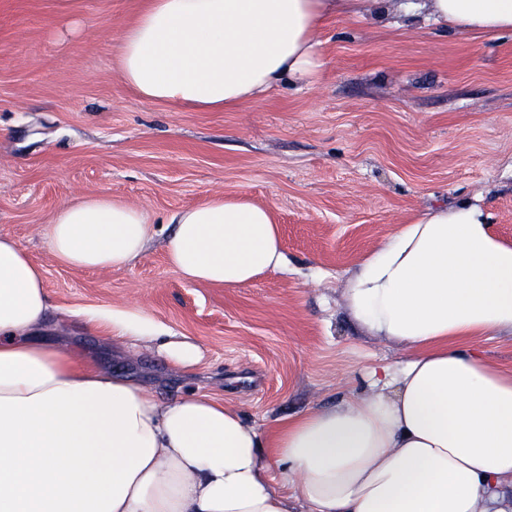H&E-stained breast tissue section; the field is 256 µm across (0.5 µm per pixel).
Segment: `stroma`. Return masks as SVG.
Wrapping results in <instances>:
<instances>
[{"label":"stroma","instance_id":"stroma-1","mask_svg":"<svg viewBox=\"0 0 512 512\" xmlns=\"http://www.w3.org/2000/svg\"><path fill=\"white\" fill-rule=\"evenodd\" d=\"M140 0H0V235L45 272L41 338L76 348L160 399L204 394L262 430L365 387L400 359L345 301L358 260L428 207L484 191L512 242V36L335 19L325 65L302 87L225 112L140 99L118 72V29ZM215 194L267 207L284 270L238 288L169 262L171 217ZM143 209L151 237L131 267L60 263L46 229L75 196ZM148 335L104 342V314ZM197 347L182 364L162 347Z\"/></svg>","mask_w":512,"mask_h":512}]
</instances>
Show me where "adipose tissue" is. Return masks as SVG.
Instances as JSON below:
<instances>
[{
	"label": "adipose tissue",
	"mask_w": 512,
	"mask_h": 512,
	"mask_svg": "<svg viewBox=\"0 0 512 512\" xmlns=\"http://www.w3.org/2000/svg\"><path fill=\"white\" fill-rule=\"evenodd\" d=\"M365 16L512 32V0H141L118 71L143 100L222 112L317 77L328 20ZM172 222L188 280L237 288L286 266L269 210L245 199ZM150 233L138 208L77 197L47 245L75 268L123 269ZM345 299L403 358L267 434L235 406L161 401L38 340L43 272L0 236V512H512V372L482 347L512 335V243L478 203L424 212L358 263Z\"/></svg>",
	"instance_id": "obj_1"
}]
</instances>
